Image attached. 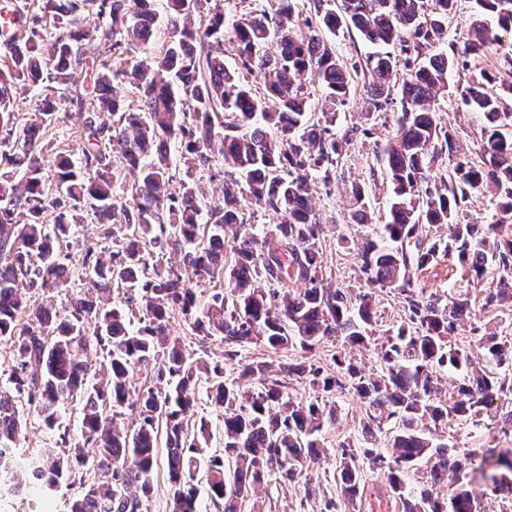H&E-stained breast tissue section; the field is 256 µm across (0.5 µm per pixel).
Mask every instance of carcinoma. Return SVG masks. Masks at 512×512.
<instances>
[{
	"label": "carcinoma",
	"instance_id": "cac0c4a2",
	"mask_svg": "<svg viewBox=\"0 0 512 512\" xmlns=\"http://www.w3.org/2000/svg\"><path fill=\"white\" fill-rule=\"evenodd\" d=\"M242 2L247 8L228 22L218 0H165L161 10L148 0H32L20 8L18 32L0 44V341L11 359L8 389L0 385V478L14 463L23 405H33L56 440L31 463L32 476L46 490L74 487L68 512H142L161 446L171 512H198L193 472L203 462L216 512H237L261 483L320 466L322 432L336 419V396L348 393L362 403L361 442L337 447L341 483L321 512H344L362 498L363 465L384 472L403 512H486L489 495L512 502V448L461 453L440 433L485 414L512 435V405L492 411L496 399L512 400V333H484L481 358L457 339L458 328L478 321L473 293L482 310L512 302V112L501 98L512 93V47L503 40L512 0H475L471 33L451 51L456 0H305L315 28L299 20L294 0ZM86 11L97 16L91 31ZM344 30L376 51L345 65L326 39ZM89 38L101 47L93 70ZM488 57L498 67L471 69L470 60ZM460 70L462 99L485 123L477 162L455 156L454 132L434 107L448 74ZM120 85L131 100L117 95ZM358 88L366 116L394 114L374 150L391 196L386 222L357 244L356 285L340 287L321 261L313 198L355 134L374 135L336 127ZM21 90L35 104L24 121L15 112ZM59 99L78 105L83 123L51 181L44 139L66 119ZM219 160L224 206L212 209L195 172ZM122 170L133 175L131 206L117 199ZM484 192L496 204L479 224L464 206ZM351 196L348 223H368L369 187L356 185ZM269 211L280 221L259 236L254 214ZM90 217L106 245H88L77 264L63 246ZM446 260L465 272L467 289L427 293L420 276ZM288 282L301 288L284 294ZM78 283L103 296L77 293L59 311L19 288L60 293ZM211 283L199 298L196 288ZM113 286L122 290L117 303ZM378 292L402 299L391 325L377 315ZM176 309L199 343L220 337L221 359L169 341ZM326 342L336 353L325 369L308 354ZM251 344L303 355L294 363L253 358L224 375V360ZM348 346L373 350L374 377L342 353ZM93 354L106 366L96 384ZM444 371L462 378L449 399L439 387ZM294 377L314 395L292 394ZM201 381L224 409V448L205 461L208 426L194 421ZM64 404L82 418L74 438ZM127 408L137 410L128 427ZM480 457L505 471L489 494L462 480ZM450 469L457 483L442 497L437 486Z\"/></svg>",
	"mask_w": 512,
	"mask_h": 512
}]
</instances>
